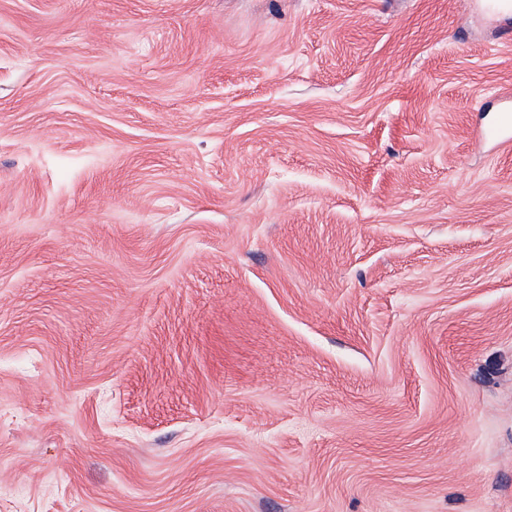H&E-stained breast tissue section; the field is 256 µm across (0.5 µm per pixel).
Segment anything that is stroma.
Instances as JSON below:
<instances>
[{"label": "stroma", "mask_w": 512, "mask_h": 512, "mask_svg": "<svg viewBox=\"0 0 512 512\" xmlns=\"http://www.w3.org/2000/svg\"><path fill=\"white\" fill-rule=\"evenodd\" d=\"M512 14L0 0V512H512Z\"/></svg>", "instance_id": "1"}]
</instances>
